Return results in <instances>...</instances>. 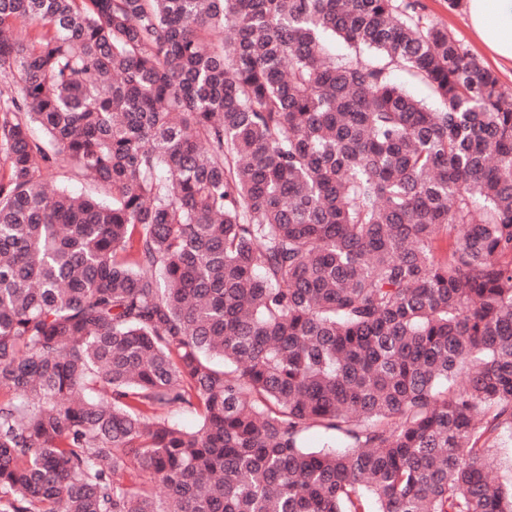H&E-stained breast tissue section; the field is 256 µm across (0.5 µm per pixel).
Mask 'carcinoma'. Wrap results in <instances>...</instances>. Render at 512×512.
Here are the masks:
<instances>
[{
	"mask_svg": "<svg viewBox=\"0 0 512 512\" xmlns=\"http://www.w3.org/2000/svg\"><path fill=\"white\" fill-rule=\"evenodd\" d=\"M421 10L0 0V512H512V91Z\"/></svg>",
	"mask_w": 512,
	"mask_h": 512,
	"instance_id": "carcinoma-1",
	"label": "carcinoma"
}]
</instances>
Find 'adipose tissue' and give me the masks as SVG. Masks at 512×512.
I'll return each mask as SVG.
<instances>
[{"label": "adipose tissue", "instance_id": "obj_1", "mask_svg": "<svg viewBox=\"0 0 512 512\" xmlns=\"http://www.w3.org/2000/svg\"><path fill=\"white\" fill-rule=\"evenodd\" d=\"M464 11L485 51L512 64V0H465Z\"/></svg>", "mask_w": 512, "mask_h": 512}]
</instances>
